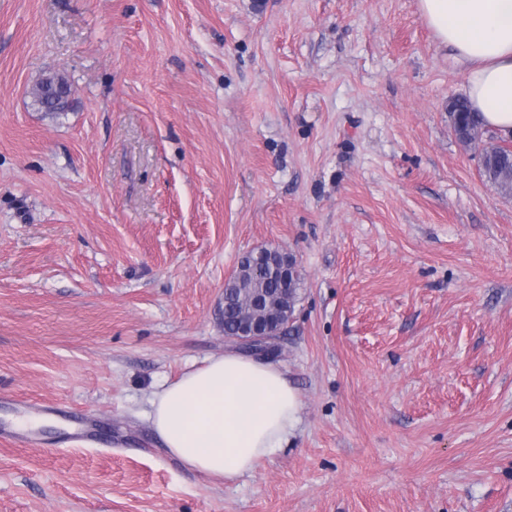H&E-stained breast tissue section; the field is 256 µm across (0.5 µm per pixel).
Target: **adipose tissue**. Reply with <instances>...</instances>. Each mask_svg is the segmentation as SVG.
I'll return each instance as SVG.
<instances>
[{"instance_id":"obj_1","label":"adipose tissue","mask_w":512,"mask_h":512,"mask_svg":"<svg viewBox=\"0 0 512 512\" xmlns=\"http://www.w3.org/2000/svg\"><path fill=\"white\" fill-rule=\"evenodd\" d=\"M418 4L439 44L464 62L466 94L481 123L512 138V0ZM299 405L279 365L227 352L164 383L148 420L186 468L232 482L287 446Z\"/></svg>"}]
</instances>
